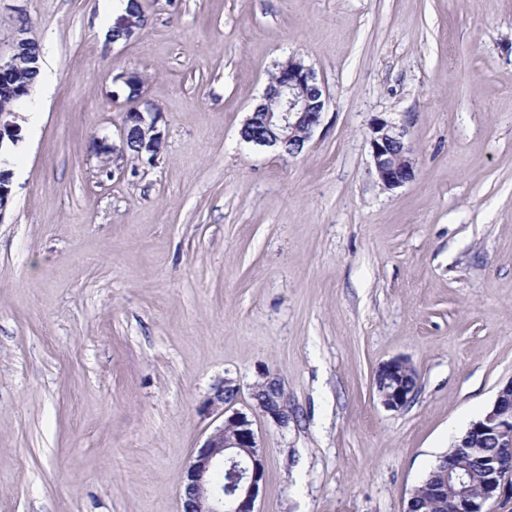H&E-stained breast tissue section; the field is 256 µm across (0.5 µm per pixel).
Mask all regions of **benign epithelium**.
Segmentation results:
<instances>
[{"mask_svg": "<svg viewBox=\"0 0 512 512\" xmlns=\"http://www.w3.org/2000/svg\"><path fill=\"white\" fill-rule=\"evenodd\" d=\"M122 23L112 27L109 37L116 42L128 36L132 28L145 24V16L137 0H131ZM31 38L27 27L15 26L8 53L0 54V96L9 97L12 107L0 112V149L9 142L22 141L23 116L18 108L29 98L28 87L15 85L13 76L21 64H37L28 56ZM327 98L313 68L295 56L288 58V73L282 80L267 84L263 97L240 129L241 140L260 148H274L282 154L295 156L310 141L322 124ZM161 113L135 108L122 114L118 126V142L101 138L93 141L91 152L99 158L105 172L121 171L112 165L127 149L132 133L139 134L140 157L154 160L164 144L159 127ZM369 144L375 173L383 188L391 190L411 182L416 176L413 149L405 125L377 117L370 126ZM12 170L10 160L0 155V215L11 201ZM405 359L394 358L380 365L373 376L382 405L389 410L406 407L414 398L415 389L405 384L402 367ZM240 389L230 381L214 385L203 409L220 419L202 445L194 450L179 486L181 512H256L255 504L262 491L265 457L259 437L247 414L235 405ZM254 407L275 424L288 420L281 380L265 375L251 392ZM489 438L495 447L512 456V379L503 383L490 409L466 429L456 448L480 451L479 444ZM228 471L233 477L232 491L226 496L218 490L214 476ZM512 503V469L497 465L477 496L460 495L450 500V512H495V507Z\"/></svg>", "mask_w": 512, "mask_h": 512, "instance_id": "1", "label": "benign epithelium"}]
</instances>
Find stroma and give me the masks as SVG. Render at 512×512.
<instances>
[{
  "label": "stroma",
  "instance_id": "1",
  "mask_svg": "<svg viewBox=\"0 0 512 512\" xmlns=\"http://www.w3.org/2000/svg\"><path fill=\"white\" fill-rule=\"evenodd\" d=\"M0 0L42 50L0 216V512H179L227 379L264 448L259 512H401L512 378V0ZM301 54L328 104L295 156L241 141ZM135 72L156 163L90 153ZM408 129L380 186L369 126ZM403 357L416 396L373 386ZM291 417L253 406L263 373ZM129 6L126 8L127 16L122 19V23L112 27L109 37L112 41L116 42L124 37H127L134 26H144L145 16L139 9L137 0H130ZM369 144L375 173L384 189H394L416 176L413 149L404 124L377 117L370 126ZM405 359L394 358L380 365L373 376L375 389L382 405L390 410L406 407L414 398L415 389L405 384L402 367Z\"/></svg>",
  "mask_w": 512,
  "mask_h": 512
}]
</instances>
